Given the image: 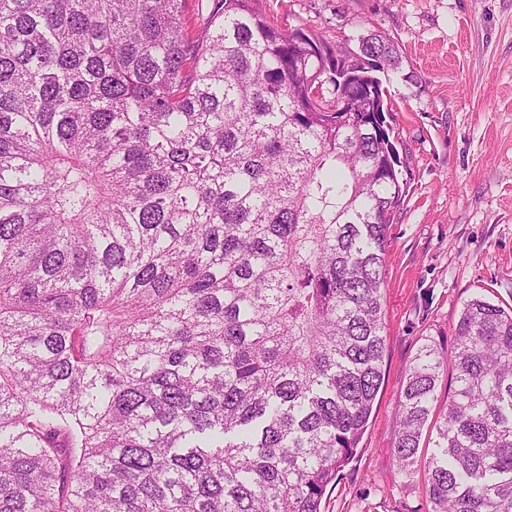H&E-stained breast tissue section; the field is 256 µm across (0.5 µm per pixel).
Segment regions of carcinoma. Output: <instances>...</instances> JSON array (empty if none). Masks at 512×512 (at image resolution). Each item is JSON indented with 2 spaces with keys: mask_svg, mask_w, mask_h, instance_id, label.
I'll list each match as a JSON object with an SVG mask.
<instances>
[{
  "mask_svg": "<svg viewBox=\"0 0 512 512\" xmlns=\"http://www.w3.org/2000/svg\"><path fill=\"white\" fill-rule=\"evenodd\" d=\"M256 0H0V512H321L384 374L402 162L371 30ZM331 73L330 96L309 101ZM408 367L427 512H512V310Z\"/></svg>",
  "mask_w": 512,
  "mask_h": 512,
  "instance_id": "1",
  "label": "carcinoma"
}]
</instances>
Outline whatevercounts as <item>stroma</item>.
I'll return each mask as SVG.
<instances>
[{"label":"stroma","instance_id":"35a3bbf8","mask_svg":"<svg viewBox=\"0 0 512 512\" xmlns=\"http://www.w3.org/2000/svg\"><path fill=\"white\" fill-rule=\"evenodd\" d=\"M268 18L333 49L370 30L402 63L382 73L407 168L382 289L385 379L352 461L321 512H427V461L448 403L440 387L414 465L394 457L396 415L418 349L455 347L471 299L512 308V0H260Z\"/></svg>","mask_w":512,"mask_h":512}]
</instances>
